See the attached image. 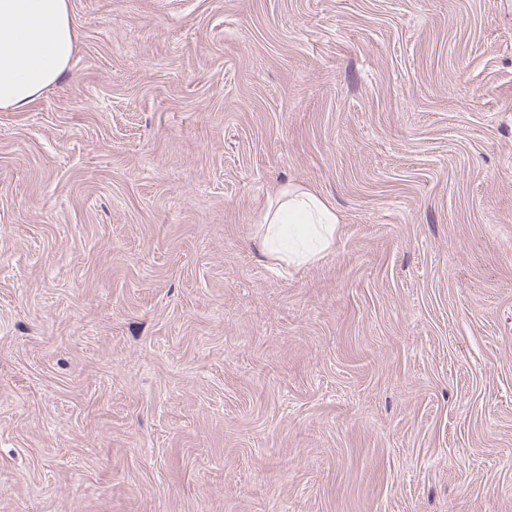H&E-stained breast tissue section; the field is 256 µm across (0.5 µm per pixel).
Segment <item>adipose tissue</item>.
Wrapping results in <instances>:
<instances>
[{"label":"adipose tissue","mask_w":512,"mask_h":512,"mask_svg":"<svg viewBox=\"0 0 512 512\" xmlns=\"http://www.w3.org/2000/svg\"><path fill=\"white\" fill-rule=\"evenodd\" d=\"M76 43L69 0H0V110L25 111L54 88ZM340 222L320 195L281 185L261 217L263 252L277 265L314 262L332 248Z\"/></svg>","instance_id":"adipose-tissue-1"}]
</instances>
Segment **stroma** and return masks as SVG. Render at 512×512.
Wrapping results in <instances>:
<instances>
[{
	"mask_svg": "<svg viewBox=\"0 0 512 512\" xmlns=\"http://www.w3.org/2000/svg\"><path fill=\"white\" fill-rule=\"evenodd\" d=\"M70 7L0 111V512H512V0ZM260 224L266 257L275 265L300 266L332 248L341 215L320 195L288 182L278 187Z\"/></svg>",
	"mask_w": 512,
	"mask_h": 512,
	"instance_id": "obj_1",
	"label": "stroma"
}]
</instances>
